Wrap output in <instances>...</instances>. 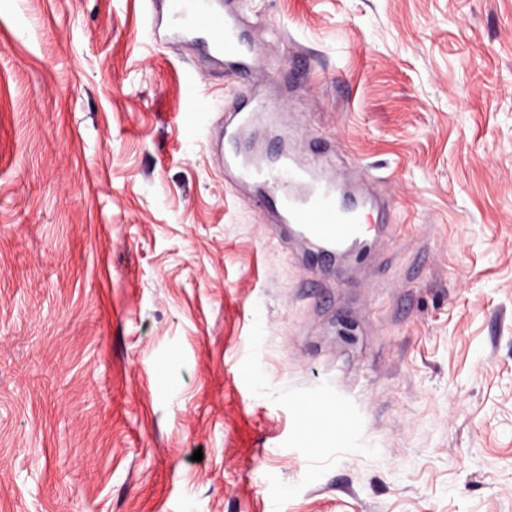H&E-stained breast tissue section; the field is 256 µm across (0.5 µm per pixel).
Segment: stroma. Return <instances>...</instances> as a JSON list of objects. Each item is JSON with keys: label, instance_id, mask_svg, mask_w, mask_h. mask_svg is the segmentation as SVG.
I'll use <instances>...</instances> for the list:
<instances>
[{"label": "stroma", "instance_id": "stroma-1", "mask_svg": "<svg viewBox=\"0 0 512 512\" xmlns=\"http://www.w3.org/2000/svg\"><path fill=\"white\" fill-rule=\"evenodd\" d=\"M159 8L0 0V512H512V0H239L246 83ZM244 96L394 241L306 287L181 122ZM301 406H316L322 411L332 413L336 417V433L345 430L351 424L350 412L331 392H324L316 401H308Z\"/></svg>", "mask_w": 512, "mask_h": 512}]
</instances>
